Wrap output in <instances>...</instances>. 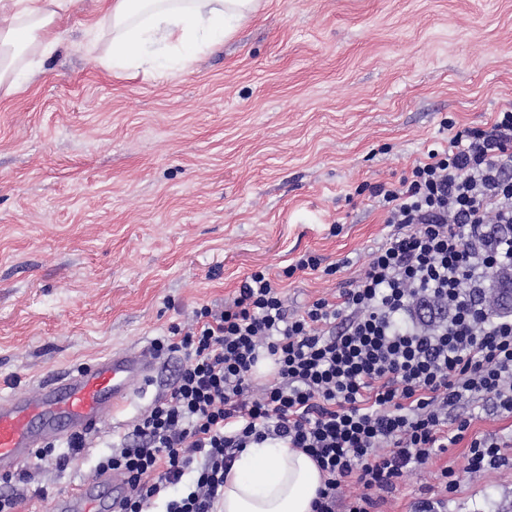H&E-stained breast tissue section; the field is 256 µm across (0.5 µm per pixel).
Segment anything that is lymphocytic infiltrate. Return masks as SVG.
<instances>
[{"instance_id": "1", "label": "lymphocytic infiltrate", "mask_w": 512, "mask_h": 512, "mask_svg": "<svg viewBox=\"0 0 512 512\" xmlns=\"http://www.w3.org/2000/svg\"><path fill=\"white\" fill-rule=\"evenodd\" d=\"M370 194L392 232L338 294L292 313L256 269L223 309L156 342L181 355L177 378L96 467L125 483L121 512L160 499L166 512H215L238 453L269 438L316 462L312 512H375L462 442L471 477L501 462L512 438L469 428L489 404L512 417V315L474 297L512 273V233L480 244L512 226V107Z\"/></svg>"}]
</instances>
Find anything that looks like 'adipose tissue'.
<instances>
[{
  "label": "adipose tissue",
  "instance_id": "adipose-tissue-1",
  "mask_svg": "<svg viewBox=\"0 0 512 512\" xmlns=\"http://www.w3.org/2000/svg\"><path fill=\"white\" fill-rule=\"evenodd\" d=\"M69 0H9L0 5V94L25 89L63 40L62 12ZM259 8V0H101L87 26L86 53L105 69L149 74L174 52L187 66L230 36ZM107 55H100L101 40ZM323 483L313 459L280 440L241 452L224 480L217 512H312Z\"/></svg>",
  "mask_w": 512,
  "mask_h": 512
}]
</instances>
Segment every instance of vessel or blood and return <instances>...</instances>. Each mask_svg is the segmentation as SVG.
I'll return each mask as SVG.
<instances>
[{
  "mask_svg": "<svg viewBox=\"0 0 512 512\" xmlns=\"http://www.w3.org/2000/svg\"><path fill=\"white\" fill-rule=\"evenodd\" d=\"M158 356L149 346L113 351L61 377L41 380L34 391L0 392V471H15L35 449L76 433H100L112 411L128 403L137 385L150 381ZM124 484L95 473L76 493L54 501L53 512H117Z\"/></svg>",
  "mask_w": 512,
  "mask_h": 512,
  "instance_id": "b4317fda",
  "label": "vessel or blood"
}]
</instances>
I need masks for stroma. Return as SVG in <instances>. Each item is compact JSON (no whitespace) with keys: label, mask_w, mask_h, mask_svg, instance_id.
Returning <instances> with one entry per match:
<instances>
[{"label":"stroma","mask_w":512,"mask_h":512,"mask_svg":"<svg viewBox=\"0 0 512 512\" xmlns=\"http://www.w3.org/2000/svg\"><path fill=\"white\" fill-rule=\"evenodd\" d=\"M96 10L70 6L42 73L0 98V388L155 343L258 268L292 310L337 293L388 232L358 187L445 147V120L486 129L512 106V0H261L190 68L133 78L83 52ZM307 252L322 269L291 272ZM178 366L161 359L67 469L41 468L47 498L15 512H52ZM503 454L472 479L448 449L380 510L411 512L426 486L439 497L450 466L447 512H512Z\"/></svg>","instance_id":"1"}]
</instances>
